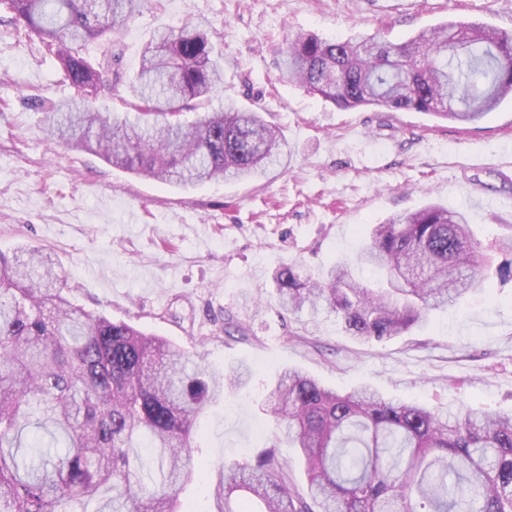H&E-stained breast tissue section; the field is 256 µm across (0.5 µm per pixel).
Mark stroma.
Masks as SVG:
<instances>
[{"instance_id": "obj_1", "label": "stroma", "mask_w": 512, "mask_h": 512, "mask_svg": "<svg viewBox=\"0 0 512 512\" xmlns=\"http://www.w3.org/2000/svg\"><path fill=\"white\" fill-rule=\"evenodd\" d=\"M200 18L224 48L214 106L236 99L286 136L281 165L259 182L184 188L54 144L47 103L74 89L0 9V251L47 252L87 311L203 353L217 370L252 371L202 419V472L181 501L224 512L225 462L270 445L305 491L297 450L276 446L257 404L289 367L340 393L368 385L444 409L511 410L512 274L490 275L486 293L431 311L404 335L359 344L326 309L281 312L271 272L297 262L320 274L352 256L370 225L431 200L467 211L477 240L494 246L512 225V96L466 127L423 112L342 109L288 82L280 48L298 31L341 41L379 32L397 43L452 20L510 31L512 0H152L120 35L126 73L156 28ZM228 313L251 337L225 336Z\"/></svg>"}]
</instances>
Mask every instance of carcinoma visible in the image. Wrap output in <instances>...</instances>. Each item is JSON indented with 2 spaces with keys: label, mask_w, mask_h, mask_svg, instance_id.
I'll return each mask as SVG.
<instances>
[{
  "label": "carcinoma",
  "mask_w": 512,
  "mask_h": 512,
  "mask_svg": "<svg viewBox=\"0 0 512 512\" xmlns=\"http://www.w3.org/2000/svg\"><path fill=\"white\" fill-rule=\"evenodd\" d=\"M150 0H0L18 36L37 38L77 96L52 107L51 135L138 176L187 187L255 180L280 164L285 140L255 111L210 108L223 84L208 22L155 30L132 81L116 38ZM106 38L99 55L87 45ZM288 78L349 109L375 105L470 124L512 95V31L448 21L402 43L358 32L298 33L282 48ZM120 98L135 120L92 106ZM383 272L379 285L353 274ZM280 310L321 307L358 343L382 342L430 311L484 290V258L468 216L438 202L371 227L353 259L318 277L297 263L272 273ZM38 250L0 251V512H184L198 420L250 368L228 373L123 320L94 315ZM299 450L308 490L272 449L224 463V512H512V413L465 404L443 412L357 387L343 395L283 370L264 401ZM61 433L53 459L28 427Z\"/></svg>",
  "instance_id": "obj_1"
}]
</instances>
